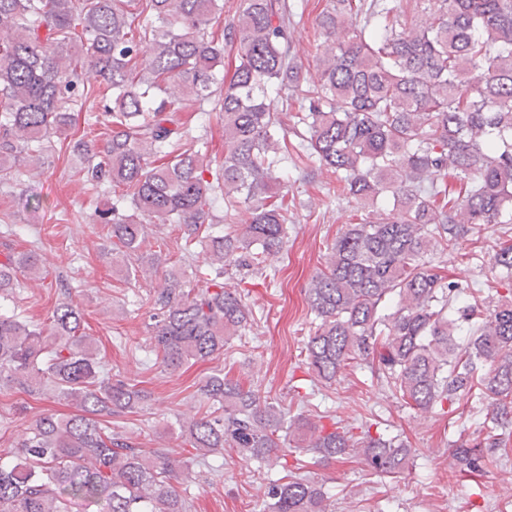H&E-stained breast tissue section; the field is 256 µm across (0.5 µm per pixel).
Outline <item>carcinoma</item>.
<instances>
[{
  "mask_svg": "<svg viewBox=\"0 0 512 512\" xmlns=\"http://www.w3.org/2000/svg\"><path fill=\"white\" fill-rule=\"evenodd\" d=\"M416 3L412 19L403 0H328L312 75L296 58L289 0H240L226 21L224 0H0V184L71 137L85 187L112 190L94 222L108 226L122 270L138 280L166 265L149 295L148 341L176 371L252 331V310L224 276L276 270L288 251V159L318 163L363 214L306 289L308 368L331 384L365 364L404 407L459 413L476 429L450 442L449 457L473 473L512 444V237L498 236L507 289L487 311L430 255L475 225L512 223V0ZM271 91L298 110L275 111ZM190 104L199 127L213 111L224 121L222 159L185 128ZM98 107L101 132L75 137V109ZM165 224L180 237L145 260L149 226ZM197 245L209 268L187 288L169 255L188 263ZM44 273L37 251L4 248L0 297ZM60 287L47 328L0 312V389L74 405L38 416L0 455V512H192L178 485L226 448L284 469L299 448L361 458L384 477L412 468L401 435L291 417L222 373L199 388L206 415L180 425L195 454L140 448L112 418L150 395L104 372ZM264 495L268 512H335L311 475L271 479Z\"/></svg>",
  "mask_w": 512,
  "mask_h": 512,
  "instance_id": "carcinoma-1",
  "label": "carcinoma"
}]
</instances>
